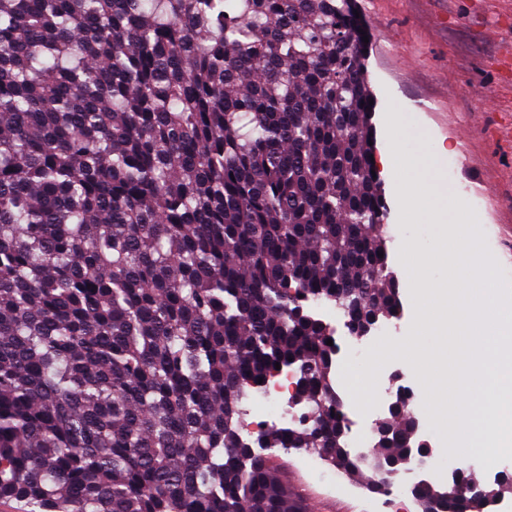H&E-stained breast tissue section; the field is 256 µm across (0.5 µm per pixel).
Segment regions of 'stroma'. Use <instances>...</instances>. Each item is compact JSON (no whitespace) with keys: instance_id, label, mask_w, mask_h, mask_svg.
<instances>
[{"instance_id":"stroma-1","label":"stroma","mask_w":512,"mask_h":512,"mask_svg":"<svg viewBox=\"0 0 512 512\" xmlns=\"http://www.w3.org/2000/svg\"><path fill=\"white\" fill-rule=\"evenodd\" d=\"M369 30L367 67L376 97L374 126L377 153L389 146V128L403 112L413 131L409 150L439 155V174L456 215L474 249L496 258V284L512 303V0H357ZM398 170L383 173L388 219L389 264L400 284L402 310L390 330L370 341L343 342L339 364L366 362L385 343L405 344L415 337L421 308L413 298L415 275L405 267L407 245L429 255L438 248L437 226L427 216L399 210ZM420 364L384 363L368 391L376 400L381 387L396 379L418 387L420 434L432 456L424 479L446 484L459 468L481 485L501 474L512 476V461L494 468L483 456L447 457L441 435L427 410L434 395L424 387ZM300 451L278 453L279 478L294 489L309 512H395L412 501L410 482L390 494L371 492L365 483L340 475L329 464L310 469Z\"/></svg>"}]
</instances>
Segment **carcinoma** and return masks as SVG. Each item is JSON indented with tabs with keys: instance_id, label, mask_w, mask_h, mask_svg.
Instances as JSON below:
<instances>
[{
	"instance_id": "obj_1",
	"label": "carcinoma",
	"mask_w": 512,
	"mask_h": 512,
	"mask_svg": "<svg viewBox=\"0 0 512 512\" xmlns=\"http://www.w3.org/2000/svg\"><path fill=\"white\" fill-rule=\"evenodd\" d=\"M362 37L344 0H0L1 499L306 512L276 452L372 491L415 452L402 395L351 455L312 313L400 308ZM277 363L312 421L248 442ZM472 482L420 512H479Z\"/></svg>"
}]
</instances>
